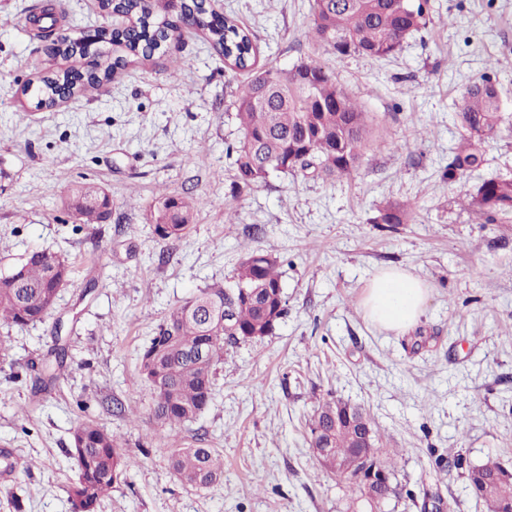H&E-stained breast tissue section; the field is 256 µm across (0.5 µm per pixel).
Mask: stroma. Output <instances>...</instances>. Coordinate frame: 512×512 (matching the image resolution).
I'll use <instances>...</instances> for the list:
<instances>
[{
  "instance_id": "1",
  "label": "stroma",
  "mask_w": 512,
  "mask_h": 512,
  "mask_svg": "<svg viewBox=\"0 0 512 512\" xmlns=\"http://www.w3.org/2000/svg\"><path fill=\"white\" fill-rule=\"evenodd\" d=\"M47 0L0 8V274L34 250L68 257L72 277L44 321L0 324V512H70V432L82 420L120 436L140 464L97 512H347L322 468L307 422L326 393L364 407L384 446L399 449L407 496L390 512H486L463 470L437 461L512 462V214L460 204L486 179L512 175V128L463 179L443 173L461 129L464 87L492 73L512 114V0H430V22L388 58L335 57L308 40L311 0H219L252 34L261 66L312 57L369 114L376 141L358 171L333 183L272 174L238 189L228 143L246 72L225 65L205 35H185L118 70L97 97L52 109L24 95L45 67L70 62L29 41L18 22ZM181 61L178 76L168 57ZM94 182L112 198L103 224L75 225L66 190ZM191 194L199 209L177 243L161 240L149 207ZM413 204L407 223H373L384 202ZM237 212V223L225 221ZM279 260L288 315L273 335L226 348L213 399L192 423L161 428L136 385L142 348L169 312L224 284L246 252ZM419 276L430 297L406 333L368 322L361 299L379 270ZM67 359L34 387L54 343ZM202 438L224 456L208 489L169 467L173 438Z\"/></svg>"
}]
</instances>
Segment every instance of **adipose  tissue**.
I'll list each match as a JSON object with an SVG mask.
<instances>
[{"label":"adipose tissue","mask_w":512,"mask_h":512,"mask_svg":"<svg viewBox=\"0 0 512 512\" xmlns=\"http://www.w3.org/2000/svg\"><path fill=\"white\" fill-rule=\"evenodd\" d=\"M429 293L428 285L412 273L388 269L366 284L362 308L379 329L404 333L419 320Z\"/></svg>","instance_id":"ef3b65f1"}]
</instances>
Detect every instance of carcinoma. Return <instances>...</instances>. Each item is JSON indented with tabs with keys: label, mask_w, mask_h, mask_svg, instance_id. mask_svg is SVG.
<instances>
[{
	"label": "carcinoma",
	"mask_w": 512,
	"mask_h": 512,
	"mask_svg": "<svg viewBox=\"0 0 512 512\" xmlns=\"http://www.w3.org/2000/svg\"><path fill=\"white\" fill-rule=\"evenodd\" d=\"M99 8L123 19L99 33L100 41L112 45V56L88 48L81 31L55 35L63 4L29 11L22 27L25 35L40 42L57 37L56 46H46L51 56H79V64L40 78L33 91L36 106L52 107L77 90L97 95L111 73L133 59H151L169 34L199 29L225 64L248 73L235 99L241 137L226 147L239 187L256 186L272 173L334 181L357 171L371 140L367 112L319 60L309 58L289 69L257 67L250 34L231 18L216 14L206 0H183L174 13L163 12L155 0H99ZM428 19L429 0H313L311 35L340 58L381 59L394 54ZM456 120L462 133L448 161L450 181L483 164L484 145L499 137L509 121L490 76L467 85ZM465 199L490 219L512 214V177L485 180ZM63 205L80 225L100 224L112 215L111 197L93 182L74 185ZM197 206L190 195L160 198L151 213L157 236L171 242L182 239ZM413 209L411 204L385 202L373 223L402 224ZM277 267L276 257L249 252L233 283L201 289L169 313L139 359L137 384L151 391L157 424L173 429L194 422L212 400L215 366L224 348L274 333L288 314ZM71 274L65 257L47 250L29 253L0 276V320L19 327L43 320ZM308 427L312 436L320 429L331 431L333 453L347 464V471L335 477L349 493V508L375 489L366 467L394 477L383 455L394 457L398 450L381 447L378 428L364 409L329 394L318 400ZM71 458L77 474L69 493L71 512H97L101 499L127 481L137 465L120 439L91 421L74 427ZM170 463L182 483L196 488L219 482L224 470L219 452L203 446L171 449ZM451 464L465 469L472 494L486 504L487 512H512V466L493 457L466 465L459 453Z\"/></svg>",
	"instance_id": "carcinoma-1"
}]
</instances>
